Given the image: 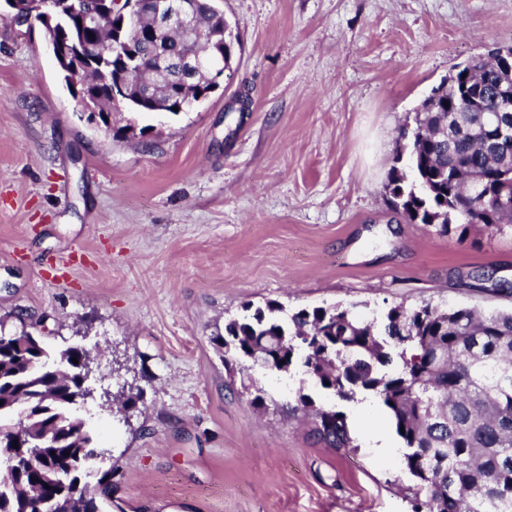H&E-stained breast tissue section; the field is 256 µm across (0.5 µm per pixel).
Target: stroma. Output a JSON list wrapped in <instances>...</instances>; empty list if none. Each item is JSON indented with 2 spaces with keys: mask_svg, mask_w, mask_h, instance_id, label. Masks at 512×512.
Segmentation results:
<instances>
[{
  "mask_svg": "<svg viewBox=\"0 0 512 512\" xmlns=\"http://www.w3.org/2000/svg\"><path fill=\"white\" fill-rule=\"evenodd\" d=\"M224 88L192 111L88 124L41 28L0 19V317L46 316L51 352L97 351L80 413L102 512H411L404 444L374 397L301 367L252 371L211 341L244 305L512 309V234L465 240L397 215L399 133L449 70L512 45V0H217ZM491 275L484 289L461 276ZM344 413L327 447L300 398ZM383 434L387 455L371 448Z\"/></svg>",
  "mask_w": 512,
  "mask_h": 512,
  "instance_id": "35a3bbf8",
  "label": "stroma"
}]
</instances>
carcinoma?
Instances as JSON below:
<instances>
[{"label": "carcinoma", "instance_id": "cac0c4a2", "mask_svg": "<svg viewBox=\"0 0 512 512\" xmlns=\"http://www.w3.org/2000/svg\"><path fill=\"white\" fill-rule=\"evenodd\" d=\"M62 48L81 49L80 64L112 67L110 83H94L81 96L111 98L112 85L136 87L147 81L167 90L176 86L169 67L152 64V39L133 32L138 62L119 64L107 53L108 32L61 9L52 21ZM169 60L179 62L196 43L172 39ZM436 98L423 101L412 131L409 169H392L393 204L410 224L433 225L442 235L464 236L482 216L464 194L466 177L485 171L490 177L492 210L499 217L484 224L494 233L512 230V138L486 141L483 123L493 108L495 90L476 73L452 72ZM468 107L464 126L452 145L435 139L448 107ZM226 353L279 354L270 372L287 373L294 362L322 389L351 401L359 394L376 397L388 410L403 440L406 468L415 478L413 512H512V312L484 315L467 307L453 311L430 303L406 310L393 307L384 317L365 321L352 309L303 308L291 315L275 303L250 310L224 325L212 337ZM44 344L33 333L0 343V427L9 424L16 404L29 410V431L54 434L50 448H35V462L11 474L0 473V512H35L38 499L57 496L56 512H101V497L111 481L103 474L86 483L95 456L90 430L71 411L78 392L76 376L67 369L30 378L24 361L38 358ZM316 432L330 448H348L349 429L343 413L317 409Z\"/></svg>", "mask_w": 512, "mask_h": 512}]
</instances>
